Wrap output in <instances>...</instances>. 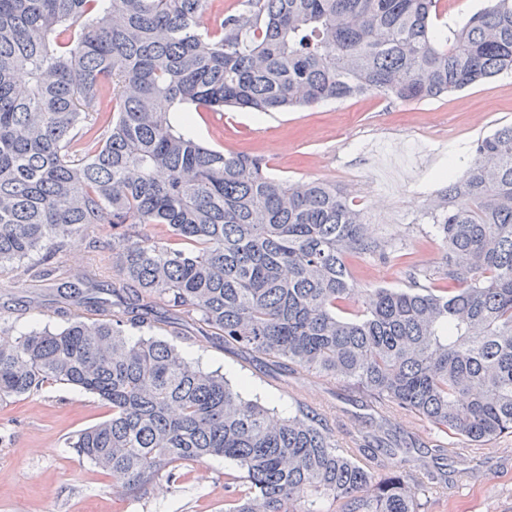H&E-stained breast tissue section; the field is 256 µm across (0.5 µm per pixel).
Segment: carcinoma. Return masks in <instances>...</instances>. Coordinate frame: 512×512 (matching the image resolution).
<instances>
[{
    "mask_svg": "<svg viewBox=\"0 0 512 512\" xmlns=\"http://www.w3.org/2000/svg\"><path fill=\"white\" fill-rule=\"evenodd\" d=\"M212 2L0 0V273L51 282L67 319L0 341V401L49 381L99 396L112 414L69 447L132 490L224 456L225 512H424L476 477L448 467L454 444L412 457L414 436L380 424L344 448L299 399L279 418L157 336V303L224 351L333 377L383 420L404 410L472 448L511 435L512 125L448 164L426 212L441 257L401 290L360 287L354 261L389 244L336 184L277 179L190 127L512 74V0L446 31L437 0H240L209 28ZM106 224L112 281L59 273Z\"/></svg>",
    "mask_w": 512,
    "mask_h": 512,
    "instance_id": "obj_1",
    "label": "carcinoma"
}]
</instances>
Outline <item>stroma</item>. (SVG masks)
Wrapping results in <instances>:
<instances>
[{
	"label": "stroma",
	"mask_w": 512,
	"mask_h": 512,
	"mask_svg": "<svg viewBox=\"0 0 512 512\" xmlns=\"http://www.w3.org/2000/svg\"><path fill=\"white\" fill-rule=\"evenodd\" d=\"M512 124V74L448 97L407 106L378 95L328 101L255 121L248 112H206L194 133L227 152L261 155L274 176L291 183H336L363 209L373 232L395 256L356 262L364 288H406L408 264L430 266L440 257L427 238L425 213L440 195L449 161L466 156L472 141ZM67 267L112 277V230L98 227L65 247ZM25 301V314L0 315V336L31 327H62L48 295L31 293L22 270L0 275V305ZM191 360L224 373L243 395L285 417L295 399L328 418L341 446L371 432V411L330 377H290L280 388L258 369L199 336L182 342ZM98 397L56 382L0 402V512H224V477L235 461L215 457L187 482L159 478L150 493L126 491L111 473L77 456L66 442L109 417ZM480 476L429 494L426 512H512V436L483 449L466 448Z\"/></svg>",
	"instance_id": "stroma-1"
}]
</instances>
